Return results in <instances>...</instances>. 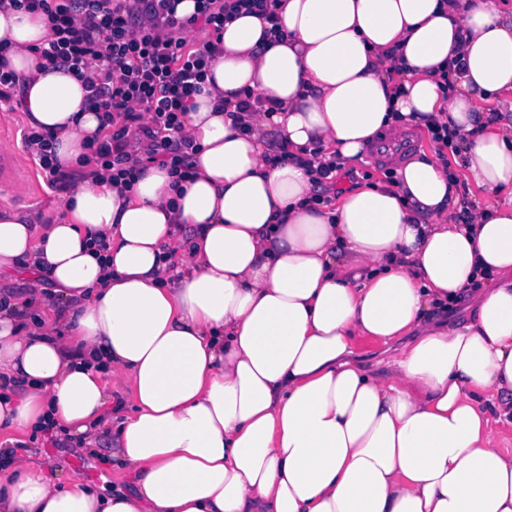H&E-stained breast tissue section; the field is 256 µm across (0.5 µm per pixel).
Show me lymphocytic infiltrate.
I'll return each mask as SVG.
<instances>
[{"mask_svg": "<svg viewBox=\"0 0 512 512\" xmlns=\"http://www.w3.org/2000/svg\"><path fill=\"white\" fill-rule=\"evenodd\" d=\"M179 0H0V8L42 13L49 30L41 48L42 67L86 73V87L96 111L104 115L103 138L92 145L90 163L110 169L114 179L131 180V148L147 161L168 167L176 181L193 176L188 154L192 143L183 133L182 116L199 92L223 43L224 25L239 12L258 14L277 24L275 0H195L192 15H176ZM207 33L190 40L195 29ZM26 144L49 187L73 185L61 170L48 135L30 128Z\"/></svg>", "mask_w": 512, "mask_h": 512, "instance_id": "obj_1", "label": "lymphocytic infiltrate"}]
</instances>
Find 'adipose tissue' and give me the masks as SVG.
Masks as SVG:
<instances>
[{
    "label": "adipose tissue",
    "instance_id": "1",
    "mask_svg": "<svg viewBox=\"0 0 512 512\" xmlns=\"http://www.w3.org/2000/svg\"><path fill=\"white\" fill-rule=\"evenodd\" d=\"M251 14L184 115L195 175L83 173L101 118L40 67L42 16L0 9L31 125L78 174L63 217L0 212V512H512V14L495 0H278ZM262 112L216 109L244 92ZM447 124L481 192L468 223L436 149L316 205L313 148ZM287 145L285 162L266 160ZM177 272H170L171 259ZM25 278L26 295L11 284ZM467 322L435 318L474 280ZM62 313L29 316L44 284ZM393 346L373 376L356 343ZM110 437L115 485L36 463L26 435ZM131 479L132 489L119 482ZM490 425L498 436L500 446L506 451L512 452V415L502 416L498 412H491Z\"/></svg>",
    "mask_w": 512,
    "mask_h": 512
}]
</instances>
